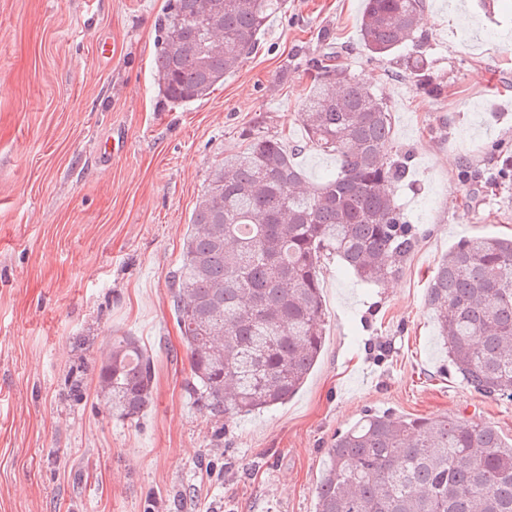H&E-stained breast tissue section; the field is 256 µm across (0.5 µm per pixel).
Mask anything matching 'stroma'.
<instances>
[{
	"instance_id": "stroma-1",
	"label": "stroma",
	"mask_w": 512,
	"mask_h": 512,
	"mask_svg": "<svg viewBox=\"0 0 512 512\" xmlns=\"http://www.w3.org/2000/svg\"><path fill=\"white\" fill-rule=\"evenodd\" d=\"M164 3L0 0V512H315L328 448L368 410L491 423L511 441L512 400L461 381L425 294L459 239L512 236V186L492 184L490 151L512 144V0H428L417 32L438 99L410 73L414 43L369 55L363 0H288L234 74L183 106L155 73ZM333 51L390 106L388 152H412L394 194L419 242L388 282L324 260V344L302 388L217 422L185 390L169 274L241 127L283 138L304 186L334 171L305 149L300 117L306 61ZM128 333L156 370L136 422L98 392L101 355Z\"/></svg>"
}]
</instances>
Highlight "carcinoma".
<instances>
[{
	"mask_svg": "<svg viewBox=\"0 0 512 512\" xmlns=\"http://www.w3.org/2000/svg\"><path fill=\"white\" fill-rule=\"evenodd\" d=\"M286 0H167L155 57L162 97L186 105L210 94L259 45ZM425 0H366L360 34L372 54H389L414 33ZM302 102L306 146L338 161L317 187L283 140L256 126L211 170L191 215L171 305L190 364L186 390L213 420L282 404L320 355L325 312L320 266L343 260L377 283L411 252L416 228L392 188L408 156L385 154L391 109L325 53L311 60ZM412 74L432 98L426 56ZM493 151V181L512 183V147ZM438 335L472 390L512 399V238L457 242L426 288ZM102 396L119 420L139 419L155 382L152 356L134 336H115L100 358ZM316 512H512V444L491 425L455 417L363 415L327 449Z\"/></svg>",
	"mask_w": 512,
	"mask_h": 512,
	"instance_id": "obj_1",
	"label": "carcinoma"
}]
</instances>
